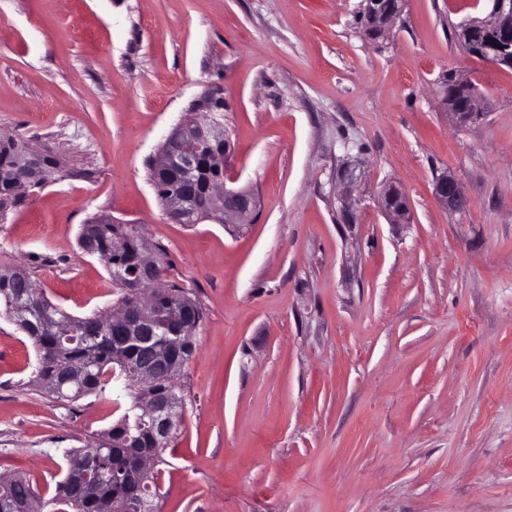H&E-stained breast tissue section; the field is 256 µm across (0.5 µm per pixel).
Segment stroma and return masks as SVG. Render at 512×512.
<instances>
[{
	"instance_id": "stroma-1",
	"label": "stroma",
	"mask_w": 512,
	"mask_h": 512,
	"mask_svg": "<svg viewBox=\"0 0 512 512\" xmlns=\"http://www.w3.org/2000/svg\"><path fill=\"white\" fill-rule=\"evenodd\" d=\"M359 7L0 0V138L63 173L0 221V261L73 315L107 310L106 267L78 246L105 213L163 245L205 312L159 512H512V68L454 35L490 0H403L377 40ZM451 71L481 98L463 127L438 95ZM208 87L259 201L240 232L172 223L148 176ZM444 171L469 211L435 200ZM390 183L407 223L378 203ZM35 365L0 312V478L47 499L119 389L60 403ZM397 197L401 203V206L395 207L389 204L391 198ZM381 206L383 210L397 222H404L409 216V204L408 198L405 191L395 184L388 185L380 196Z\"/></svg>"
}]
</instances>
